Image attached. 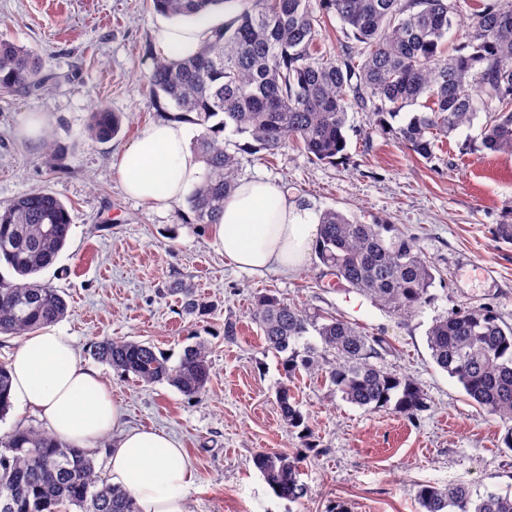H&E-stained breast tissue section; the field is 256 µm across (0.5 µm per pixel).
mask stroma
Segmentation results:
<instances>
[{"instance_id":"1","label":"stroma","mask_w":512,"mask_h":512,"mask_svg":"<svg viewBox=\"0 0 512 512\" xmlns=\"http://www.w3.org/2000/svg\"><path fill=\"white\" fill-rule=\"evenodd\" d=\"M168 17L149 0H0V36L35 49L59 81L46 96L0 95V202L45 189L73 218L67 244L40 280L61 290L68 308L57 329L80 358L97 366L129 426L178 438L196 471L189 512H418L416 492L462 483L473 491L512 494V448L498 418L479 410L461 384L431 357L427 331L436 320L471 307L493 309L512 325V243L495 225L512 217V157L480 149V123L444 139L432 160L412 157L384 136L373 113L349 109L347 160L321 163L295 147L265 156L224 131L238 158L239 179L287 187L300 206L334 208L360 221H385L415 239L436 267L431 300L398 315L348 286L335 285L317 258L296 274L259 277L227 266L186 202L129 197L113 166L117 154L151 121L145 80ZM121 113L122 129L106 143L87 136L98 104ZM43 113L41 137L26 130ZM190 284L211 303L186 314L170 285ZM271 293L307 314L337 315L380 340L378 367L414 379L428 407L407 418L369 412L342 400L321 375L285 378L267 352L252 311ZM239 334L224 338L226 319ZM126 337L153 344L177 364L186 346L204 342L211 380L188 397L168 383L143 384L96 363L92 342ZM289 385L311 435L282 422L277 393ZM301 457L307 495L291 502L256 469L255 454Z\"/></svg>"}]
</instances>
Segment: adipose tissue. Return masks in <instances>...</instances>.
I'll list each match as a JSON object with an SVG mask.
<instances>
[{"mask_svg":"<svg viewBox=\"0 0 512 512\" xmlns=\"http://www.w3.org/2000/svg\"><path fill=\"white\" fill-rule=\"evenodd\" d=\"M213 27L207 15L165 26L155 51L170 59L191 55ZM189 132V125L175 118L143 129L116 158L124 190L147 203L179 202L199 173ZM209 231L227 264L255 275L288 277L307 262L319 224L280 185L242 180L225 198L224 212ZM9 370L11 402L38 412L59 439L88 448L111 437L110 482L133 497L138 512H187L185 491L195 471L182 444L159 430L123 428L109 387L81 363L70 337L56 330L24 336Z\"/></svg>","mask_w":512,"mask_h":512,"instance_id":"adipose-tissue-1","label":"adipose tissue"}]
</instances>
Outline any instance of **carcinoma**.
Masks as SVG:
<instances>
[{
  "label": "carcinoma",
  "instance_id": "cac0c4a2",
  "mask_svg": "<svg viewBox=\"0 0 512 512\" xmlns=\"http://www.w3.org/2000/svg\"><path fill=\"white\" fill-rule=\"evenodd\" d=\"M152 0L170 18H194L234 7L199 50L180 60L160 57L147 76L151 104L203 127L193 144L205 172L186 202L197 224H216L224 198L237 185L238 161L219 134L246 139L244 148L274 155L289 142L309 158L334 163L346 156L347 109L373 112L381 131L410 153L429 160L438 140L485 115L481 147L512 154V0L474 10L467 41L448 54L445 39L460 21V0ZM333 15L352 33L336 59L316 56L321 16ZM50 93L44 62L33 50L0 39V92ZM419 112L399 123L401 111ZM121 129L105 104L91 113L88 135L112 140ZM72 217L63 202L34 190L0 206V335L25 336L65 317L60 290L37 280L65 247ZM315 256L338 283L365 293L395 314L430 301L436 267L414 240L387 223L364 224L328 208L320 216ZM183 310L202 315L208 306L180 284ZM254 320L266 350L285 374L318 373L348 403L413 416L426 407L413 379L372 362L378 341L341 317L309 316L274 295L258 298ZM314 329L321 346L303 338ZM427 342L433 361L457 379L480 408L507 427L512 448V326L492 311L467 308L436 321ZM92 355L118 373L145 384L167 382L199 396L210 380L209 349L187 346L175 365L151 344L104 338ZM10 376L0 364V418L10 409ZM285 425L309 431L306 416L279 394ZM300 458L260 452L254 465L282 498L300 501ZM421 512H512V497L464 484L417 491ZM0 512H137L131 495L111 485L94 456L45 429L17 426L0 436Z\"/></svg>",
  "mask_w": 512,
  "mask_h": 512
}]
</instances>
